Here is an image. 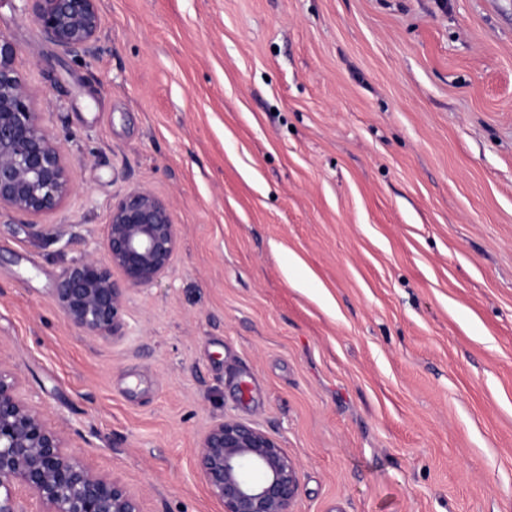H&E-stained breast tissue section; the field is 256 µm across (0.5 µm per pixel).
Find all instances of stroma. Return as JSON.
Returning <instances> with one entry per match:
<instances>
[{
    "mask_svg": "<svg viewBox=\"0 0 512 512\" xmlns=\"http://www.w3.org/2000/svg\"><path fill=\"white\" fill-rule=\"evenodd\" d=\"M98 8L77 55L0 0L76 183L0 212V364L141 512H224L221 418L296 460L294 512H512V0ZM136 188L178 249L89 336L56 283Z\"/></svg>",
    "mask_w": 512,
    "mask_h": 512,
    "instance_id": "obj_1",
    "label": "stroma"
}]
</instances>
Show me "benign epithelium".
Wrapping results in <instances>:
<instances>
[{
    "label": "benign epithelium",
    "mask_w": 512,
    "mask_h": 512,
    "mask_svg": "<svg viewBox=\"0 0 512 512\" xmlns=\"http://www.w3.org/2000/svg\"><path fill=\"white\" fill-rule=\"evenodd\" d=\"M21 2L63 50L92 49L101 29L98 0ZM14 55L0 31V210L37 219L72 193L73 163L43 125L38 93L16 70ZM103 248L108 263L89 254L63 270L54 300L87 335L113 338L123 333L126 291L159 281L172 265L178 228L171 206L144 189L127 192L112 206ZM197 458L224 512H293L301 490L298 465L274 436L222 419L205 433ZM17 486L37 500L40 512H141L135 494L87 466L25 397L19 375L0 365V512H25Z\"/></svg>",
    "instance_id": "obj_1"
}]
</instances>
